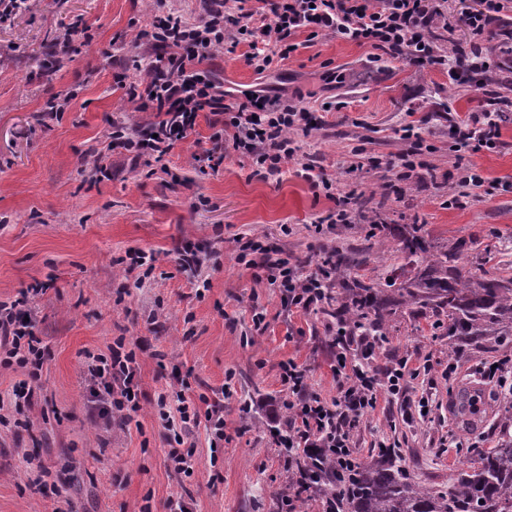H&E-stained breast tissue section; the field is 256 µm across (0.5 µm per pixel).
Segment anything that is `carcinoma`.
<instances>
[{
    "mask_svg": "<svg viewBox=\"0 0 512 512\" xmlns=\"http://www.w3.org/2000/svg\"><path fill=\"white\" fill-rule=\"evenodd\" d=\"M398 240L399 251L424 259L414 276L400 284L391 277L383 288L352 278L343 297L330 299L327 314L361 336H383L394 300L448 313L450 357L491 337L503 346L512 344V276L464 272L457 251L434 254L424 238L413 234H400ZM324 256L347 276L356 262L337 246ZM499 427L494 447L458 449L462 460L445 491L420 485L400 465L355 463L348 512H512V413L500 419Z\"/></svg>",
    "mask_w": 512,
    "mask_h": 512,
    "instance_id": "obj_1",
    "label": "carcinoma"
}]
</instances>
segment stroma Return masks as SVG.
<instances>
[{"mask_svg": "<svg viewBox=\"0 0 512 512\" xmlns=\"http://www.w3.org/2000/svg\"><path fill=\"white\" fill-rule=\"evenodd\" d=\"M32 10L0 23V303L31 286L46 292L31 303L34 332L47 355L41 379L16 422L13 390L25 375L0 364V512H167L182 498L191 512H279L289 491L285 451L277 435L285 419L269 406L288 396L280 365L307 367L308 384L323 399L336 396L328 340L336 319L291 307L277 289L257 282L238 260V237H255L314 272L324 247L342 245L362 259L365 279L382 283L417 270L414 258L381 251L393 228L417 225L435 249L454 247L472 272L512 275V122L499 146L472 154L490 190L463 197L453 167L449 120L463 119L479 95L477 82L459 85L447 67L372 61L369 47L321 36L276 71L257 74L243 53L219 56L224 87L233 93L280 84L325 125L310 139L340 194L353 195L348 224L315 230L335 211L312 187L301 162L288 160L266 178L227 155L218 170H200L193 156L209 146L208 113L169 157L168 171L111 152V179L93 180L91 149H105L113 119L148 124V112L127 110L113 57L133 60L138 29L151 21V0H34ZM79 22L77 50L53 79L36 60L42 41ZM73 93L68 109L44 121L45 103ZM333 103L324 111V103ZM419 125L422 169L398 178L391 164L405 143L397 135ZM361 170L348 174L351 157ZM380 214L374 228L367 216ZM205 255L197 275L180 270L176 248ZM151 251L152 271L130 254ZM203 295H196V288ZM430 311L400 307L390 318L386 354L429 355V375L409 380L428 393L427 417H409L403 402L379 396L354 434L359 461L377 464L378 445L399 441L402 466L438 490L458 467L456 445L493 447L506 399L483 383L482 362L507 355L494 344L448 354L445 330ZM136 354L140 411L112 429L95 427L97 399L86 379L89 357L109 356L116 340ZM452 377H445L449 362ZM187 380L194 394L224 401L223 448L211 451L205 426L191 440L198 467L176 473L155 403ZM50 486V494L37 485Z\"/></svg>", "mask_w": 512, "mask_h": 512, "instance_id": "35a3bbf8", "label": "stroma"}]
</instances>
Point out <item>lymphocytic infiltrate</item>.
Instances as JSON below:
<instances>
[{"mask_svg": "<svg viewBox=\"0 0 512 512\" xmlns=\"http://www.w3.org/2000/svg\"><path fill=\"white\" fill-rule=\"evenodd\" d=\"M507 11L512 12V0H475L474 8L453 20L440 0H206L205 16L192 21L169 8L167 0H155L154 19L138 34L145 45L142 60L133 73L117 77L124 99L139 111L152 113L153 120L146 127L113 121L108 146L166 163L174 147L194 131L199 114L206 112L214 146L196 154V162L218 169L224 161L223 154L215 151L220 144L273 176L280 173L286 160L297 157L312 186L332 194L336 185L321 172L318 152L303 151L300 145L301 137L309 136L313 129L309 108L285 98L275 85L227 102L224 82L212 68L218 55L235 53L244 43L249 65L260 74L271 72L296 51L294 37L304 32L312 39L333 35L368 46L377 61L408 60L433 66L442 65L440 45L448 43L456 59L481 78L476 110L455 124L454 149H495L501 132L490 109L512 107V98L497 88L499 72L512 73V27L501 30L502 47L496 56L484 55L474 45L463 47L455 33L462 28L470 37L483 36ZM239 256L249 266L261 268L266 284L279 289L289 305L304 311L325 299L326 283L334 276L330 260H322L317 273L305 276L290 259L272 256L252 240L241 245ZM28 314L21 301L0 305V348L5 351L0 362L25 369L35 381L40 377L43 353ZM347 342L345 328H337L332 339L338 348L334 369L337 395L332 401L309 391L304 366L292 361L282 366L288 397L280 407L288 413V434L281 443L288 450L285 467L292 475L291 491L282 501L284 512H298L303 501L312 498L320 499L322 512H336L335 499L322 495L297 458L320 457L348 468L356 460L352 432L360 418L376 407L379 393L402 398L410 407L424 410L429 406L427 397H410L406 381L420 371H431L430 363L417 367L411 356L392 355L382 366H371L380 346L375 336L361 337L362 358L351 363L343 351ZM134 361V352L116 346L108 369L87 365V377L101 382L107 395L96 419L98 427L111 429L114 417L127 421L139 411L133 393ZM189 388V383H182L175 402H168L163 394L156 400L168 432L167 459L176 472L187 476L198 465L194 448L185 444L190 425L205 421L211 447L224 440L223 403L216 401L198 409L185 395Z\"/></svg>", "mask_w": 512, "mask_h": 512, "instance_id": "1", "label": "lymphocytic infiltrate"}]
</instances>
